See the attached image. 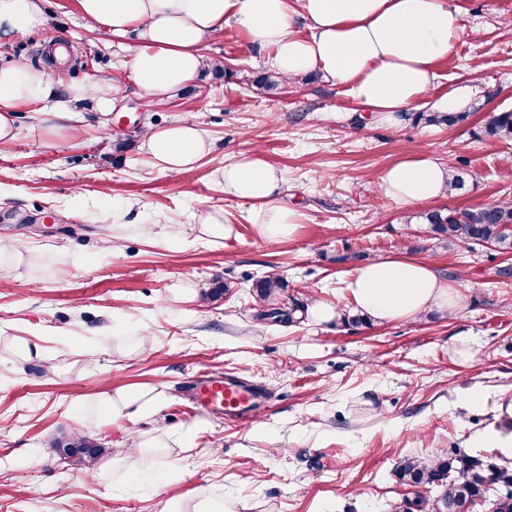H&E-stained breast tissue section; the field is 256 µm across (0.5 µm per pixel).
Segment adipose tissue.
Instances as JSON below:
<instances>
[{
	"instance_id": "1",
	"label": "adipose tissue",
	"mask_w": 512,
	"mask_h": 512,
	"mask_svg": "<svg viewBox=\"0 0 512 512\" xmlns=\"http://www.w3.org/2000/svg\"><path fill=\"white\" fill-rule=\"evenodd\" d=\"M79 7L87 28L131 49L130 78L146 104L169 100L213 67L202 47L230 26L245 35L249 47L270 51L280 79L291 83L321 72L345 87L373 118L395 123L435 87V64L460 37L463 12L460 0H79ZM301 23L309 36L297 35ZM34 29L52 44L55 60L65 63L66 50L58 45L41 0H0V47ZM118 97L105 76L62 85L42 69L2 64L0 142H15L20 106L41 105L44 123L60 129L76 103L109 112ZM142 140L154 167L168 176L192 169L213 148L204 131L184 121L145 127ZM448 178L447 167L421 155L383 168L378 188L398 204L413 206L446 195ZM218 179L225 195L249 204L263 238L277 241L295 234L302 213L280 203L284 173L260 151L239 153L219 170ZM343 287L356 311L380 323L457 306L447 281L422 260L366 263ZM166 400L160 386L122 387L101 394L97 412L100 419L119 417L136 428L133 442L113 452V469L133 477L150 475L168 491L165 512H183L181 495L157 464L162 433L154 421Z\"/></svg>"
}]
</instances>
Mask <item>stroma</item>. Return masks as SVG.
Returning a JSON list of instances; mask_svg holds the SVG:
<instances>
[{"label":"stroma","mask_w":512,"mask_h":512,"mask_svg":"<svg viewBox=\"0 0 512 512\" xmlns=\"http://www.w3.org/2000/svg\"><path fill=\"white\" fill-rule=\"evenodd\" d=\"M463 32L436 65L438 82L419 111L468 87L476 105L454 127L375 122L345 88L313 75L264 90L255 83L269 54L225 28L203 47L225 74L203 72L179 96L147 106L132 82L128 49L85 27L78 0H43L68 46V84L111 73L117 111L78 106L67 137L47 133L39 107L17 113L18 141L0 144V237L25 249V262L0 282V512H163V489L142 490L115 475L94 480L56 444L72 435L78 403L120 386L158 383L168 400L156 418L169 431L187 503H246L249 512H405L415 495L398 470L454 448L511 462L485 435L512 430V282L497 274L502 253L467 243L444 245L409 210L374 189L373 177L400 159L429 155L467 172L461 195L430 209L477 207L512 191V139L481 133L487 111H512V0H462ZM181 120L203 129L213 151L176 178L158 172L142 146L149 125ZM261 150L285 174L282 202L304 219L292 238L269 241L247 205L225 195L216 172L238 153ZM226 212L229 235L181 242L178 224ZM153 226L145 236L144 226ZM404 256L434 265L460 306L419 320L347 327L300 313L330 301L351 309L341 282L360 265ZM279 272L280 303L292 319L260 316L256 282ZM229 287L208 295L214 278ZM197 288L194 300L175 285ZM153 334L141 340L138 328ZM118 335H100L102 325ZM43 349L22 362L12 339ZM467 339L471 359L454 353ZM145 345L134 356L130 347ZM229 373L262 386L264 408L237 415L196 414L185 398L199 374ZM484 390L470 408V389ZM190 432L191 449L177 442Z\"/></svg>","instance_id":"obj_1"}]
</instances>
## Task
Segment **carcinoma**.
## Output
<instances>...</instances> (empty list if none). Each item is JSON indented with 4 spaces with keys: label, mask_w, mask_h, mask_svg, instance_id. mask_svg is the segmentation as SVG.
<instances>
[{
    "label": "carcinoma",
    "mask_w": 512,
    "mask_h": 512,
    "mask_svg": "<svg viewBox=\"0 0 512 512\" xmlns=\"http://www.w3.org/2000/svg\"><path fill=\"white\" fill-rule=\"evenodd\" d=\"M467 112H435L427 116L418 114L432 124L449 127L464 122ZM483 132L489 138H512V112H488L484 117ZM430 230L448 241L458 240L474 244L491 243L501 250H512V197H505L482 206L450 211L432 210L422 216ZM279 274L272 272L256 283L259 299L270 300L283 290ZM67 455L77 457L86 467H93L98 460L110 453V448L85 436L75 437L62 444L56 443ZM401 480L406 484L436 486L443 491L433 500L418 495L408 502V509L417 512H474L482 505L487 494H492L491 512H512V467L486 465L475 456L460 454L451 448L448 453L426 463L407 459L399 468Z\"/></svg>",
    "instance_id": "cac0c4a2"
}]
</instances>
